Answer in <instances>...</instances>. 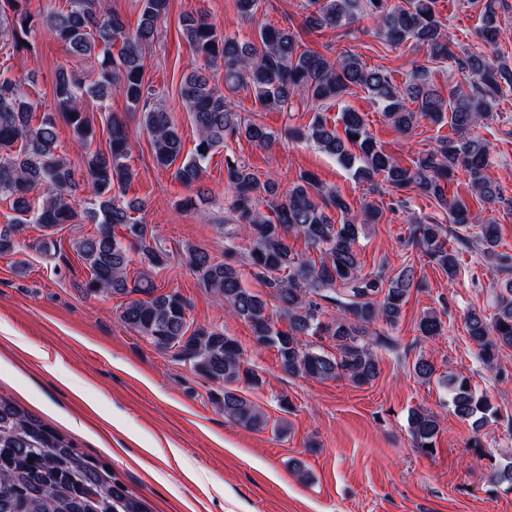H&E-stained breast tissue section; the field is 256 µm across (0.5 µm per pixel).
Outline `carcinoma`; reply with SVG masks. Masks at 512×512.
I'll return each mask as SVG.
<instances>
[{
  "label": "carcinoma",
  "mask_w": 512,
  "mask_h": 512,
  "mask_svg": "<svg viewBox=\"0 0 512 512\" xmlns=\"http://www.w3.org/2000/svg\"><path fill=\"white\" fill-rule=\"evenodd\" d=\"M497 2L484 0L485 24L479 33L482 50H464L458 55L436 16L438 0H403L394 6L388 0H308L311 11L305 22L313 29L347 28L369 15L377 23L376 37L385 43L397 45L411 39L428 47L432 61L449 60L476 78L470 92L457 89L446 96L427 82L426 66L415 67L399 88L385 69L366 67L358 54L346 52L331 62L302 49L297 36L285 28L264 25L259 28L258 41L246 42L219 32L202 16L185 13L179 19L195 58L206 66L224 67L225 89H246L260 108L268 110L285 111L295 97L312 103L315 113L308 125L290 129L285 136L313 143L354 169L359 179L383 177L401 206L409 202L404 191L413 187L439 206H448V220L457 228H479L471 236L457 233L455 240L459 248L479 247L503 274L493 314L487 317L473 311L466 319L468 337L489 367L501 349L512 348V256L497 251L499 225L480 221L461 199H446V189L460 170L478 201L512 211V198L505 197L489 175L490 144L474 132L481 122L494 118L502 85L512 86V66L497 51L501 38L495 21ZM27 3L0 0L1 39L10 36L18 43L34 30L36 21ZM169 11L170 0H141L139 20L131 32L106 0H66L63 7L51 9L47 23L56 39L75 56L100 58V73L87 86L68 69L59 68L54 111L43 113L35 125L34 104L25 86L8 68H0V197L11 200L15 212L10 223L0 228V255L19 250L29 224L47 231L84 221L98 225L95 234L75 242L78 256L90 270L86 292L142 295L123 307L120 319L124 325L155 348L190 363L201 377L221 384L223 389L214 402L227 421L260 430L268 420L235 384L244 382L259 389L264 380L248 366L239 343L222 329L194 325L184 299L177 293H157L147 274L164 265L169 252L155 226L140 224L131 216L144 203L125 204L117 198L134 178L127 163L129 138L121 119L114 115L109 120L106 147L92 148L96 129L83 99L104 103L115 93L122 96L128 111L140 113L156 165L174 169L175 180L195 189V196L179 203L180 208L192 210L194 197L205 194L201 182L213 150L242 137L262 147L278 139L279 133L235 111L224 93L210 84L205 70L195 67L183 74L178 88L197 131L193 151L183 153L177 125L169 112L151 103L150 89L144 84L146 51ZM118 41L121 47L114 54L112 47ZM353 88L367 91L400 132L448 111L454 135L439 139L435 147L404 166L377 145L361 113L346 106L341 112L342 127L328 125L322 108L341 102ZM58 118L83 148L80 170L58 152ZM224 172L230 190L224 223L248 233L252 265L274 288L285 328L276 327L266 301L242 286L232 264L214 260L203 248L188 246L184 250L188 266L229 314L250 327L257 345L275 349L284 371L320 381L344 377L358 387L374 381L378 375L375 349L390 350L395 340L371 330V325L381 322L393 328L398 324L416 284L414 266L407 264L391 277L382 266L363 272L356 245L374 211L365 205L363 218H358L353 202L321 185L312 173H303L281 195L276 181L260 178L232 156H224ZM39 186L46 193L35 204L30 193ZM76 192L86 195L82 211L69 203V196ZM118 227L124 229L120 235ZM292 235L303 238L319 256L295 252L288 243ZM410 235L429 262L448 278L457 276L460 258L458 248L448 247L447 225L434 216L421 217L411 225ZM135 253L145 271L130 287L128 266ZM326 303L335 306L341 316L323 321ZM417 329L422 337L434 338L442 334V322L436 314L427 313ZM303 336H327L336 341L339 354L308 348L302 344ZM445 385L457 417L480 423L491 412L488 397L472 390L467 380L450 377ZM409 428L415 447L424 452V445H435L440 423L432 413L413 410ZM0 512L150 510L113 479L104 465L11 398L0 395Z\"/></svg>",
  "instance_id": "carcinoma-1"
}]
</instances>
